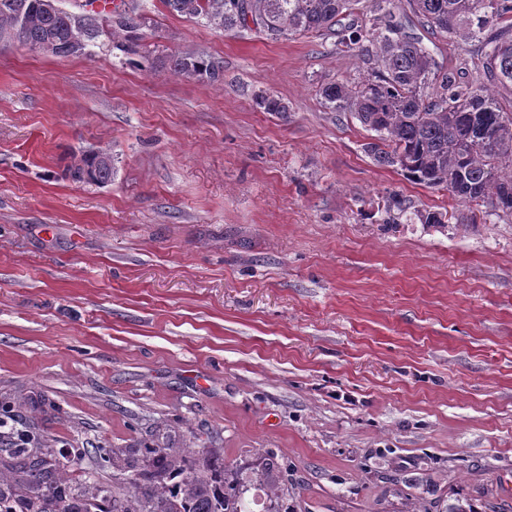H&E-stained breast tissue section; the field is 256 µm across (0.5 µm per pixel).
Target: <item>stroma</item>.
I'll use <instances>...</instances> for the list:
<instances>
[{"label":"stroma","mask_w":512,"mask_h":512,"mask_svg":"<svg viewBox=\"0 0 512 512\" xmlns=\"http://www.w3.org/2000/svg\"><path fill=\"white\" fill-rule=\"evenodd\" d=\"M135 5L148 57L105 11L81 55L0 41V401L77 474L167 435L273 456L281 512H512V216L378 164L333 38ZM89 150L111 182L68 177ZM165 63L174 73L187 77L206 78L212 82L224 80L223 66L205 54L171 52L165 56Z\"/></svg>","instance_id":"35a3bbf8"}]
</instances>
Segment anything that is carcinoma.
Returning a JSON list of instances; mask_svg holds the SVG:
<instances>
[{
	"instance_id": "1",
	"label": "carcinoma",
	"mask_w": 512,
	"mask_h": 512,
	"mask_svg": "<svg viewBox=\"0 0 512 512\" xmlns=\"http://www.w3.org/2000/svg\"><path fill=\"white\" fill-rule=\"evenodd\" d=\"M188 19H204L226 32L254 31L277 41L326 32L337 45L357 52L369 66L363 82L321 87L325 104L350 113L377 133L368 151L375 160L428 187H442L461 202L512 213V0H373L371 26L348 34L341 20L357 0H161ZM340 29H335V26ZM86 41L100 33L98 14L77 17L65 10L44 13L41 0H0V39L28 47L52 42L57 56H70L74 27ZM422 28L457 45L478 43L480 79L460 86L436 83L438 62L418 36ZM164 63L177 74L224 80L220 62L205 54L172 52ZM264 112L288 107L273 93L258 95ZM114 167L85 164L72 172L79 182L106 183ZM112 470V482L96 474ZM264 481L244 479L217 448H176L156 439L139 448H100L95 472L76 480L27 429V443L0 456V512H250L244 494L252 487L276 492L270 464Z\"/></svg>"
}]
</instances>
